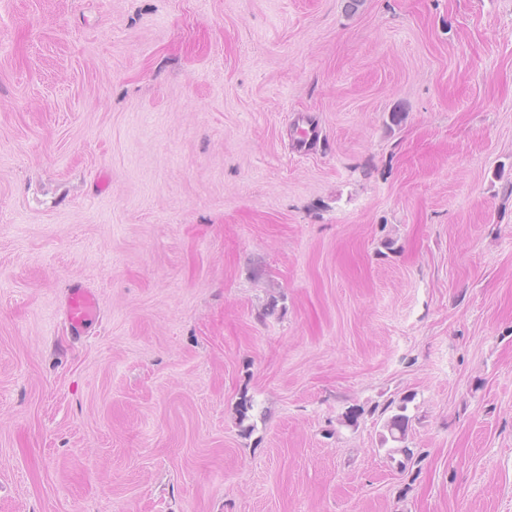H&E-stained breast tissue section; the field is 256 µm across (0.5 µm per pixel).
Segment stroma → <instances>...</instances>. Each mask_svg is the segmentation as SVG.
<instances>
[{
	"instance_id": "obj_1",
	"label": "stroma",
	"mask_w": 512,
	"mask_h": 512,
	"mask_svg": "<svg viewBox=\"0 0 512 512\" xmlns=\"http://www.w3.org/2000/svg\"><path fill=\"white\" fill-rule=\"evenodd\" d=\"M0 512H512V0H0ZM66 319L72 332L80 336L88 322L98 314V299L95 291L82 284L74 285L65 300ZM407 401H401L397 406V412L392 414L384 424L389 439L394 443H403L409 426L410 417L406 414Z\"/></svg>"
}]
</instances>
